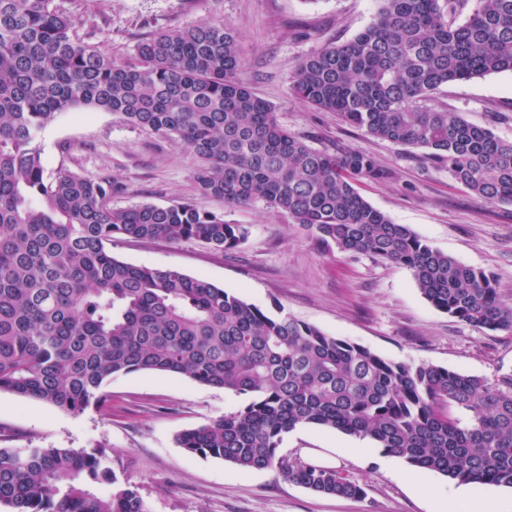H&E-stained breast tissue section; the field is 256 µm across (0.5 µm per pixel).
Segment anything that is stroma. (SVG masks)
Here are the masks:
<instances>
[{
	"label": "stroma",
	"instance_id": "1",
	"mask_svg": "<svg viewBox=\"0 0 512 512\" xmlns=\"http://www.w3.org/2000/svg\"><path fill=\"white\" fill-rule=\"evenodd\" d=\"M77 20L81 37L118 63L160 31L221 21L239 33L240 79L269 104L278 122L316 148L366 151L391 173L358 179L357 191L393 222L433 248L492 273L502 301L512 305V204L490 202L456 183L427 150L366 136L335 113L297 98L291 83L300 62L328 43L353 39L370 26L379 0H54ZM435 107L458 112L512 141V72L445 84ZM48 170L65 168L122 184L112 205L200 202L226 223L249 227L247 240L227 252L201 243L112 242L119 260L175 267L201 277L274 316L285 313L378 355L441 366L494 380L512 370V330L486 331L448 317L425 300L410 271L369 255L319 249L286 214L263 202L231 207L200 198V159L180 141L134 127L112 113L80 108L41 132ZM106 401L71 415L0 391V447L105 446L119 479L137 487L148 512H434L433 488L448 480L396 459L384 473L377 453L338 467L365 490L360 499L324 496L285 481L274 470L239 469L180 448L184 429L240 409L245 397L175 375L135 372L106 384ZM314 426L284 434L279 451L306 459L307 449L347 442Z\"/></svg>",
	"mask_w": 512,
	"mask_h": 512
}]
</instances>
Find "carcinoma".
Listing matches in <instances>:
<instances>
[{"mask_svg":"<svg viewBox=\"0 0 512 512\" xmlns=\"http://www.w3.org/2000/svg\"><path fill=\"white\" fill-rule=\"evenodd\" d=\"M53 0H0V391L80 415L112 376L178 375L247 397L182 432L187 453L275 469L315 493L361 498L341 470L279 453L299 426L368 439L413 468L512 489V372L490 382L385 359L287 315L271 317L204 278L112 255L115 238L198 241L226 252L245 224L194 202L112 207L110 176L46 172L39 134L84 107L175 138L203 162V198L262 201L317 242L411 271L434 307L476 327L512 329L493 275L393 223L354 187L388 172L363 150H318L281 126L240 80L235 29L162 31L118 64L80 38ZM380 0L372 24L299 65L293 93L366 135L425 148L477 197L512 204V141L426 104L440 86L512 71V0ZM107 485L104 497L95 493ZM0 505L11 512H147L105 450L0 447Z\"/></svg>","mask_w":512,"mask_h":512,"instance_id":"obj_1","label":"carcinoma"}]
</instances>
